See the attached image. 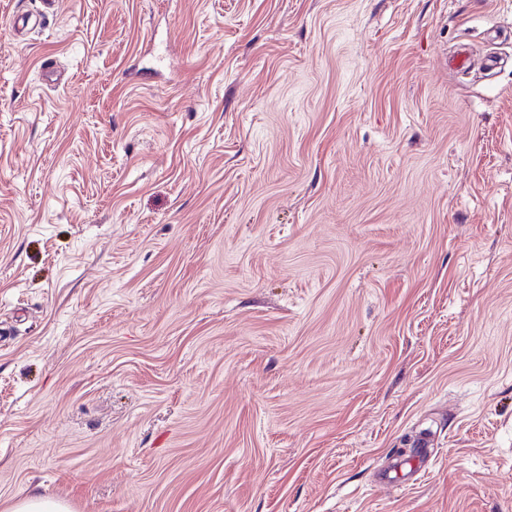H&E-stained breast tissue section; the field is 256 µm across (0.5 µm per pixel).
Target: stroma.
I'll return each instance as SVG.
<instances>
[{
    "label": "stroma",
    "mask_w": 512,
    "mask_h": 512,
    "mask_svg": "<svg viewBox=\"0 0 512 512\" xmlns=\"http://www.w3.org/2000/svg\"><path fill=\"white\" fill-rule=\"evenodd\" d=\"M33 490L512 512V0H0V512Z\"/></svg>",
    "instance_id": "1"
}]
</instances>
